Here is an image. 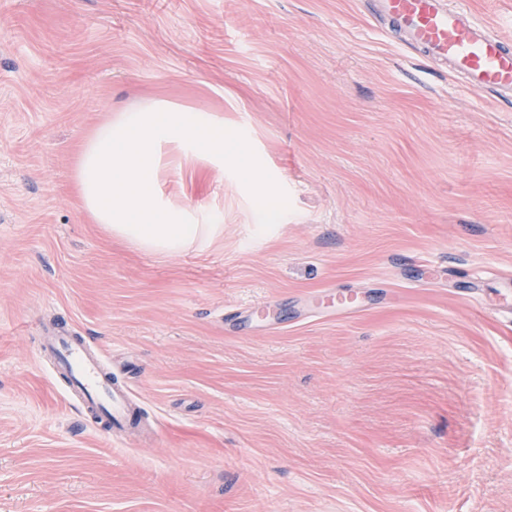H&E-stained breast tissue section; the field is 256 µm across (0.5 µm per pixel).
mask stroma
<instances>
[{"mask_svg": "<svg viewBox=\"0 0 512 512\" xmlns=\"http://www.w3.org/2000/svg\"><path fill=\"white\" fill-rule=\"evenodd\" d=\"M465 6L512 47V0ZM163 102L230 136L162 146L160 201L223 225L170 255L74 182ZM50 324L142 439L69 399ZM0 512H512V98L369 0H0Z\"/></svg>", "mask_w": 512, "mask_h": 512, "instance_id": "1", "label": "stroma"}]
</instances>
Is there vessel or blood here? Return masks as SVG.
<instances>
[{"mask_svg":"<svg viewBox=\"0 0 512 512\" xmlns=\"http://www.w3.org/2000/svg\"><path fill=\"white\" fill-rule=\"evenodd\" d=\"M373 6L407 43L458 78L512 97V49L464 10L449 8L447 0H374ZM42 349L52 356L73 394L98 410L111 429L122 433L137 428L127 388L102 372L85 339L58 328L46 333Z\"/></svg>","mask_w":512,"mask_h":512,"instance_id":"b4317fda","label":"vessel or blood"}]
</instances>
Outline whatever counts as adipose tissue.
Segmentation results:
<instances>
[{
	"instance_id": "obj_1",
	"label": "adipose tissue",
	"mask_w": 512,
	"mask_h": 512,
	"mask_svg": "<svg viewBox=\"0 0 512 512\" xmlns=\"http://www.w3.org/2000/svg\"><path fill=\"white\" fill-rule=\"evenodd\" d=\"M163 143L220 158L224 125L170 107L118 113L87 136L76 159L75 184L92 223L106 234L149 252L173 254L208 242L219 227L192 223L183 209L157 205L158 148Z\"/></svg>"
}]
</instances>
